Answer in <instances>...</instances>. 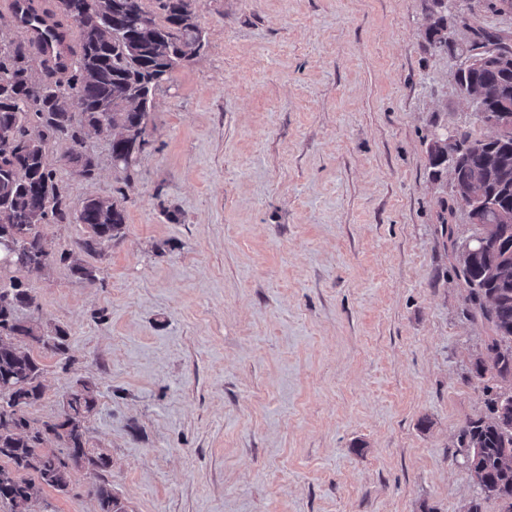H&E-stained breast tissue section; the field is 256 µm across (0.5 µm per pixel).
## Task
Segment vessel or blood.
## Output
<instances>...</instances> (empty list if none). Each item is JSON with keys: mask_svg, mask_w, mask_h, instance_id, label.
<instances>
[{"mask_svg": "<svg viewBox=\"0 0 512 512\" xmlns=\"http://www.w3.org/2000/svg\"><path fill=\"white\" fill-rule=\"evenodd\" d=\"M0 11L8 14L17 29L38 50L41 63L65 73L75 60L72 29L59 26L56 18L37 0H0Z\"/></svg>", "mask_w": 512, "mask_h": 512, "instance_id": "b4317fda", "label": "vessel or blood"}]
</instances>
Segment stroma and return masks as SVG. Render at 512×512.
I'll return each instance as SVG.
<instances>
[{
    "label": "stroma",
    "mask_w": 512,
    "mask_h": 512,
    "mask_svg": "<svg viewBox=\"0 0 512 512\" xmlns=\"http://www.w3.org/2000/svg\"><path fill=\"white\" fill-rule=\"evenodd\" d=\"M427 0H195L200 54L155 93L131 181L112 136L86 139L87 180L49 155L71 213L121 200L97 279L67 263L7 275L24 318L69 333L76 363L38 351L57 416L97 380L92 447L127 512H464L456 461L485 412L488 336L466 318L452 246L474 233L441 128L491 137L460 96L458 54L428 48ZM452 225L445 236L442 222ZM97 474L46 491L98 512Z\"/></svg>",
    "instance_id": "1"
}]
</instances>
